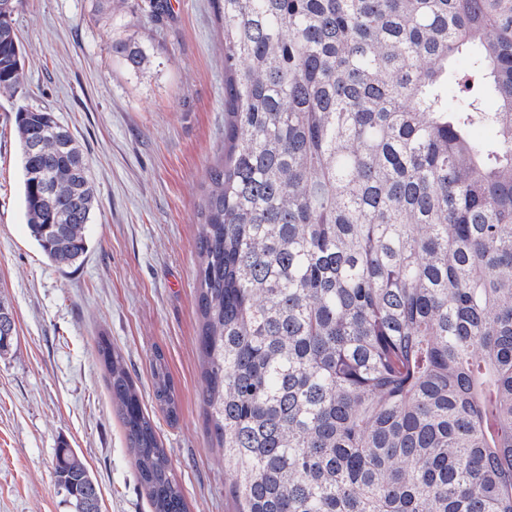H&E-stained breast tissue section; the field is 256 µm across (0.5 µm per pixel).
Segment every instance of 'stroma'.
Segmentation results:
<instances>
[{
  "label": "stroma",
  "instance_id": "obj_1",
  "mask_svg": "<svg viewBox=\"0 0 512 512\" xmlns=\"http://www.w3.org/2000/svg\"><path fill=\"white\" fill-rule=\"evenodd\" d=\"M23 0L15 26L30 104L79 142L97 206L80 266L59 271L30 238L14 114L0 102V301L18 341L0 355V512H70L54 485L60 441L96 479L102 512H151L97 352L124 357L188 512H237L208 431L197 346V211L224 153V54L214 0ZM141 45L131 71L112 42ZM162 353L178 403L154 398Z\"/></svg>",
  "mask_w": 512,
  "mask_h": 512
}]
</instances>
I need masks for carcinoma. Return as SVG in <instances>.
<instances>
[{"instance_id": "cac0c4a2", "label": "carcinoma", "mask_w": 512, "mask_h": 512, "mask_svg": "<svg viewBox=\"0 0 512 512\" xmlns=\"http://www.w3.org/2000/svg\"><path fill=\"white\" fill-rule=\"evenodd\" d=\"M20 4L0 0V97L27 94ZM217 13L224 160L197 212V343L238 512H512V0ZM15 128L30 237L69 269L95 200L84 153L46 108L17 107ZM97 351L153 512H187L123 356L104 336ZM151 366L174 421L161 353ZM54 475L72 512H101L65 442Z\"/></svg>"}]
</instances>
